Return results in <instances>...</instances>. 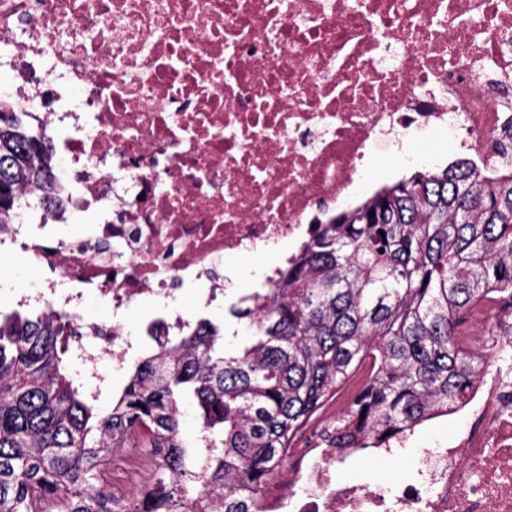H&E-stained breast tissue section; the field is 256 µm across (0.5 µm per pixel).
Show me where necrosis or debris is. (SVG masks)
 Returning a JSON list of instances; mask_svg holds the SVG:
<instances>
[{
	"label": "necrosis or debris",
	"mask_w": 512,
	"mask_h": 512,
	"mask_svg": "<svg viewBox=\"0 0 512 512\" xmlns=\"http://www.w3.org/2000/svg\"><path fill=\"white\" fill-rule=\"evenodd\" d=\"M0 66L70 162L62 206L23 194L0 233L40 272L13 299L70 316L103 300L111 338L79 319L73 345L94 387L193 326L177 285L221 302L227 258L361 203L377 149L407 159L418 133L446 131L480 169L512 170V0H0ZM144 300L156 331H125ZM467 344L483 366L448 410L461 428L408 482L337 480L345 453L315 440L262 512H512V338Z\"/></svg>",
	"instance_id": "obj_1"
}]
</instances>
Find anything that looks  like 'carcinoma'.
<instances>
[{"label":"carcinoma","mask_w":512,"mask_h":512,"mask_svg":"<svg viewBox=\"0 0 512 512\" xmlns=\"http://www.w3.org/2000/svg\"><path fill=\"white\" fill-rule=\"evenodd\" d=\"M51 137L0 101V230L21 192L57 198ZM493 298L512 316V174L467 160L416 173L343 210L271 288L199 316L107 385L76 383L66 316L0 313V512H259L288 448L360 369L368 375L323 440L387 442L463 401L480 372L461 326ZM192 401L198 436L182 438ZM207 448H202L199 436ZM154 460V493L118 497L117 454Z\"/></svg>","instance_id":"cac0c4a2"}]
</instances>
